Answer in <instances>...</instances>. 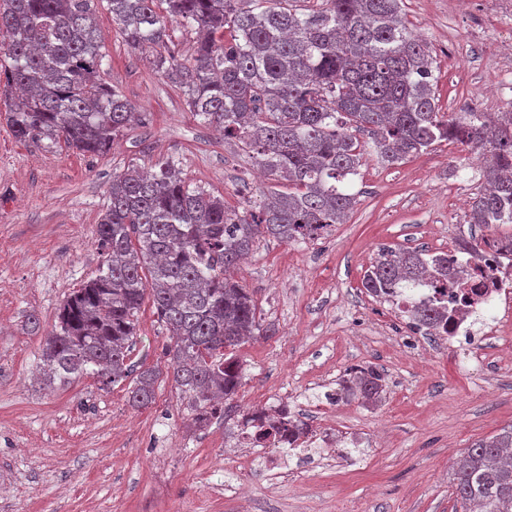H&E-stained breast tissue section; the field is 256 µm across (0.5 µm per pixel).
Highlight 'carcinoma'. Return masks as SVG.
<instances>
[{
  "instance_id": "carcinoma-1",
  "label": "carcinoma",
  "mask_w": 512,
  "mask_h": 512,
  "mask_svg": "<svg viewBox=\"0 0 512 512\" xmlns=\"http://www.w3.org/2000/svg\"><path fill=\"white\" fill-rule=\"evenodd\" d=\"M103 2L128 48L153 54L189 110L288 192L239 211L190 187L169 160L149 175L133 167L113 175L95 230L102 267L59 308L39 365L44 385L126 380L148 298L169 333L168 377L181 405L198 422L226 414L242 380L236 349L269 332L231 269L262 236L314 241L344 223L369 157L393 166L442 142L479 150L485 186L469 223L512 224V112L490 127L472 109L441 111L436 59L409 28L402 0H323L309 12L294 0H0V90L19 92L4 98L0 116L17 139L96 156L141 120L101 77L94 16ZM178 30L195 34L188 65L170 51ZM426 272L448 280V254L382 249L362 285L380 297ZM443 317L432 306L409 315L417 328ZM157 377L144 371L127 388L132 407L153 403ZM384 395L371 366L350 369L336 389L338 402ZM506 448L512 426L466 449L454 477L463 512H512Z\"/></svg>"
}]
</instances>
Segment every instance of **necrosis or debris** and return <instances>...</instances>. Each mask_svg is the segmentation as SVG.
Instances as JSON below:
<instances>
[{"mask_svg":"<svg viewBox=\"0 0 512 512\" xmlns=\"http://www.w3.org/2000/svg\"><path fill=\"white\" fill-rule=\"evenodd\" d=\"M448 266L464 267L465 272L449 277L444 287L426 280L410 290L393 289L384 296V303L401 314L424 304L447 308L448 335L452 338L471 335L470 321L477 316L483 319L485 335H501L504 324L512 321V255L493 242L484 245L474 258L452 248L448 251ZM235 445L265 449L269 466L274 469L281 449L333 448L337 440L335 428L329 425L299 429L293 439L279 434L262 438L248 414L236 432Z\"/></svg>","mask_w":512,"mask_h":512,"instance_id":"1","label":"necrosis or debris"}]
</instances>
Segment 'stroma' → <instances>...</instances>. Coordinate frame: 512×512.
<instances>
[{
  "label": "stroma",
  "instance_id": "35a3bbf8",
  "mask_svg": "<svg viewBox=\"0 0 512 512\" xmlns=\"http://www.w3.org/2000/svg\"><path fill=\"white\" fill-rule=\"evenodd\" d=\"M415 34L439 66L443 111H512V85L483 96L512 67L505 36L512 0H403ZM96 25L106 54L103 79L142 120L101 156L14 138L0 120V512H461L453 489L457 460L476 440L512 425V360L488 338L414 346L406 324L361 286L382 248L437 252L462 235L478 240L512 226L468 227L465 201L483 176L471 153L441 143L392 167L368 161L355 178L358 203L346 223L314 242L260 241L234 278L253 295L270 336L238 351L241 386L228 412L276 399L291 415L320 423L331 410L352 448L292 457L270 479L263 450L239 467L223 420L191 428L170 378L168 332L151 303L137 315L130 361L158 370L155 399L133 409L127 383L101 389L86 376L55 390L32 377L60 304L93 278L103 258L93 230L112 176L153 170L172 159L190 185L242 208L266 191L256 165L189 111L148 55L131 51L107 8ZM39 329L28 324L30 314ZM375 366L386 395L328 405L324 394L349 368ZM249 473L248 498L235 492Z\"/></svg>",
  "mask_w": 512,
  "mask_h": 512
}]
</instances>
